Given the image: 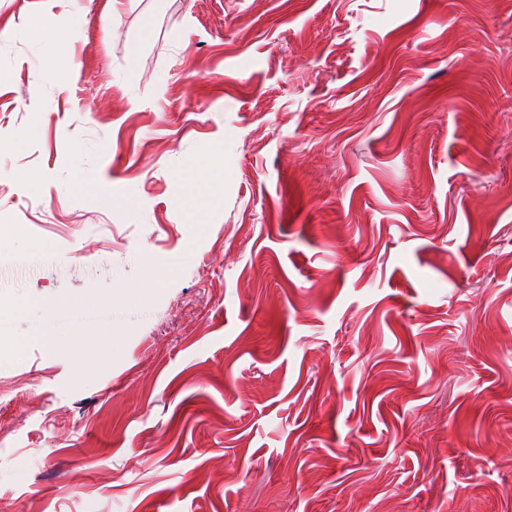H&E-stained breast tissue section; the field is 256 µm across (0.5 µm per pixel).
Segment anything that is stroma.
Instances as JSON below:
<instances>
[{
	"label": "stroma",
	"mask_w": 512,
	"mask_h": 512,
	"mask_svg": "<svg viewBox=\"0 0 512 512\" xmlns=\"http://www.w3.org/2000/svg\"><path fill=\"white\" fill-rule=\"evenodd\" d=\"M0 317L10 512H512V0H0ZM111 315V311L105 308H94L85 310H66L58 317L57 324L60 327H66L75 322H94L99 319L107 318Z\"/></svg>",
	"instance_id": "35a3bbf8"
}]
</instances>
